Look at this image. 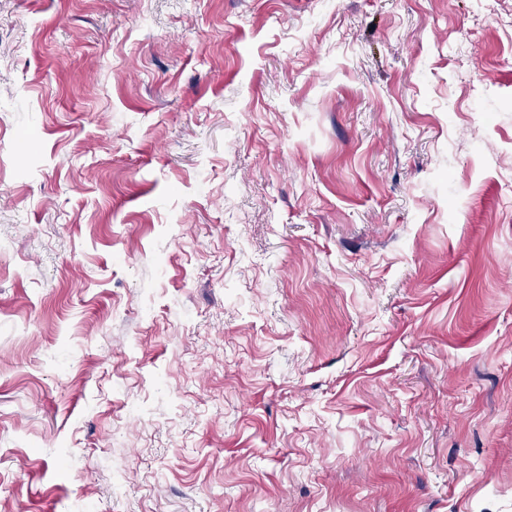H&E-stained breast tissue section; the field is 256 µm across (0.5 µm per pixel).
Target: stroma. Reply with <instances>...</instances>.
I'll return each mask as SVG.
<instances>
[{"instance_id": "35a3bbf8", "label": "stroma", "mask_w": 512, "mask_h": 512, "mask_svg": "<svg viewBox=\"0 0 512 512\" xmlns=\"http://www.w3.org/2000/svg\"><path fill=\"white\" fill-rule=\"evenodd\" d=\"M0 512H512V0H0Z\"/></svg>"}]
</instances>
